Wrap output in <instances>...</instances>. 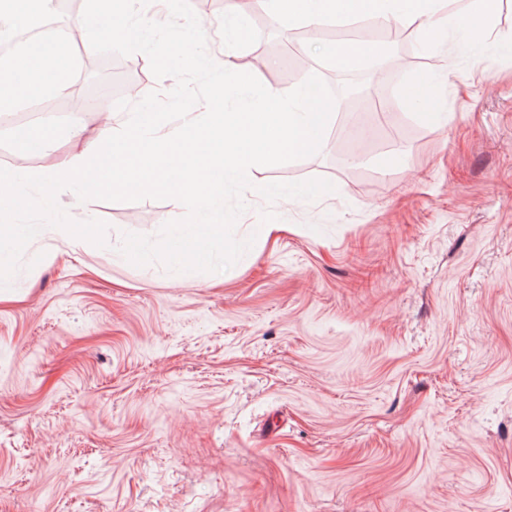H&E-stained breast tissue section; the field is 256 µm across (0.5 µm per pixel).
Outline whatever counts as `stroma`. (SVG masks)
Instances as JSON below:
<instances>
[{"label": "stroma", "mask_w": 512, "mask_h": 512, "mask_svg": "<svg viewBox=\"0 0 512 512\" xmlns=\"http://www.w3.org/2000/svg\"><path fill=\"white\" fill-rule=\"evenodd\" d=\"M247 18L266 63L240 49L241 71L337 92L325 147L252 182L335 190L277 201L269 233L247 192L235 236L255 242L220 278L117 252L178 201L62 197L108 245L34 238L0 303V512H512V0L464 52L448 37L409 57L422 34L397 19L321 27L375 48L355 63L311 53L296 21ZM23 79L0 111L8 169L62 161L118 99L174 85L141 53L95 56L100 111Z\"/></svg>", "instance_id": "35a3bbf8"}]
</instances>
